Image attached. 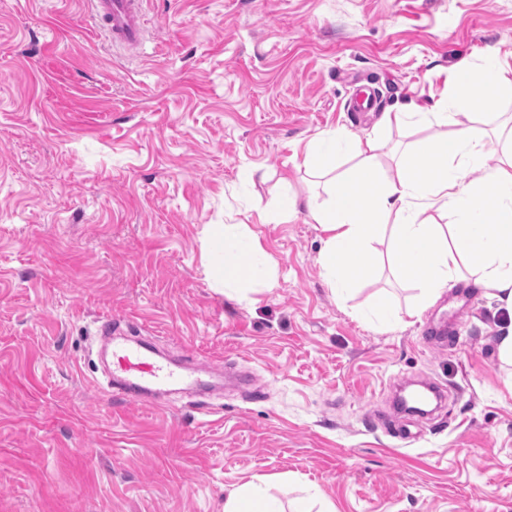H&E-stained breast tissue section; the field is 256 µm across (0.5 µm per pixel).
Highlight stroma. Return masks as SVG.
I'll return each instance as SVG.
<instances>
[{
  "label": "stroma",
  "instance_id": "obj_1",
  "mask_svg": "<svg viewBox=\"0 0 512 512\" xmlns=\"http://www.w3.org/2000/svg\"><path fill=\"white\" fill-rule=\"evenodd\" d=\"M146 2L154 38L124 53L86 0H0V512H224L257 476L288 512H512L500 303L460 283L411 324L367 327L353 311L406 309L412 290L384 267L338 301L307 212L260 221L293 194L332 204L299 166L313 139L434 111L460 64L512 63V0ZM363 85L378 111H354ZM439 133L393 127L381 174ZM213 224L249 225L272 287L225 297ZM106 319L190 377L229 367L263 395L104 397ZM455 322L457 344L423 341ZM418 380L447 398L400 415L419 435L405 447L373 413Z\"/></svg>",
  "mask_w": 512,
  "mask_h": 512
}]
</instances>
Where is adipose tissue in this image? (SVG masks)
<instances>
[{
  "mask_svg": "<svg viewBox=\"0 0 512 512\" xmlns=\"http://www.w3.org/2000/svg\"><path fill=\"white\" fill-rule=\"evenodd\" d=\"M512 96V68L491 54L476 67L455 72L449 98L420 120L442 127L401 162L396 179L379 172L378 154L393 126L406 113H385L362 138L335 131L307 147L303 165L327 177L334 198L330 208H311V220L324 234L319 263L326 284L339 298L349 297L387 258L393 275L416 292L407 317L419 316L444 289L471 279L512 312V128L503 135V157L483 179L473 173L486 152L485 131L464 124L458 110L473 98ZM348 158L353 167L338 172ZM388 245L379 256L377 242ZM208 266L225 296L267 286L272 256L244 224L210 227ZM224 512H284L264 482L230 492Z\"/></svg>",
  "mask_w": 512,
  "mask_h": 512,
  "instance_id": "adipose-tissue-1",
  "label": "adipose tissue"
}]
</instances>
